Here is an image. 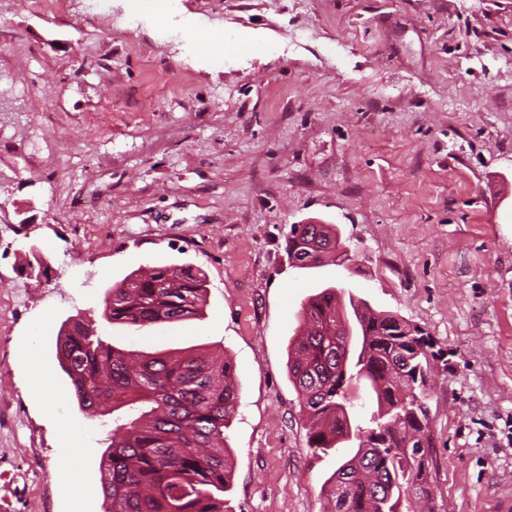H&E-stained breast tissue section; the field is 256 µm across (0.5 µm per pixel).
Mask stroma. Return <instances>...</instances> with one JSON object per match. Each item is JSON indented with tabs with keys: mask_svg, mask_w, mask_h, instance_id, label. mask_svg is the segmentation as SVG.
<instances>
[{
	"mask_svg": "<svg viewBox=\"0 0 512 512\" xmlns=\"http://www.w3.org/2000/svg\"><path fill=\"white\" fill-rule=\"evenodd\" d=\"M93 2L0 0V512H102L106 430L55 358L70 318L129 351L224 352L241 393L226 512H327L340 460L308 447L287 362L328 286L433 340L434 512H503L512 0H179L163 23ZM221 31L237 47L203 56ZM309 221L336 226L352 268L290 263V227ZM33 247L48 282L22 272ZM188 264L209 283L203 317L103 318L132 270ZM32 335L42 377L22 355ZM49 401L83 431L77 460Z\"/></svg>",
	"mask_w": 512,
	"mask_h": 512,
	"instance_id": "1",
	"label": "stroma"
}]
</instances>
